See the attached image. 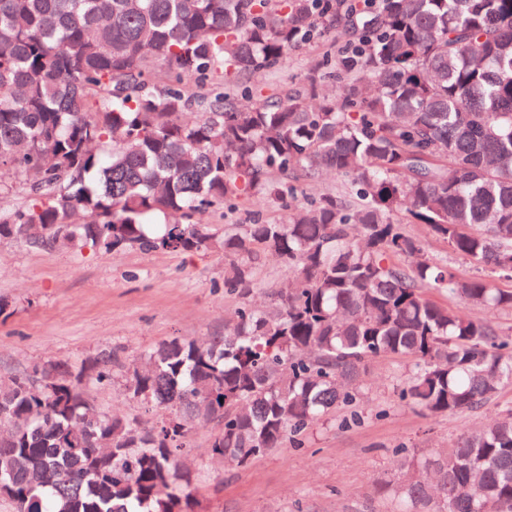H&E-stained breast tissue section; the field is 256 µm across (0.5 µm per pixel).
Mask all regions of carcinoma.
Segmentation results:
<instances>
[{"instance_id": "obj_1", "label": "carcinoma", "mask_w": 512, "mask_h": 512, "mask_svg": "<svg viewBox=\"0 0 512 512\" xmlns=\"http://www.w3.org/2000/svg\"><path fill=\"white\" fill-rule=\"evenodd\" d=\"M342 25L339 94L316 85L252 106L220 87L185 123V77L248 75ZM32 203L0 207V239L105 251L224 250V287L249 290L266 255L297 286L266 310L238 307L224 335L161 342L119 364L0 383V498L16 512H193L178 464L192 426L215 422L214 454L244 465L350 410L361 368L411 365L401 399L465 413L512 382V343L430 298L512 309V290L458 280L403 225L424 224L470 263L512 281V0H0V169ZM351 178L289 224L196 216L288 175ZM164 414L151 427L97 411L110 385ZM387 493L402 512H512V411L450 448L411 456Z\"/></svg>"}]
</instances>
